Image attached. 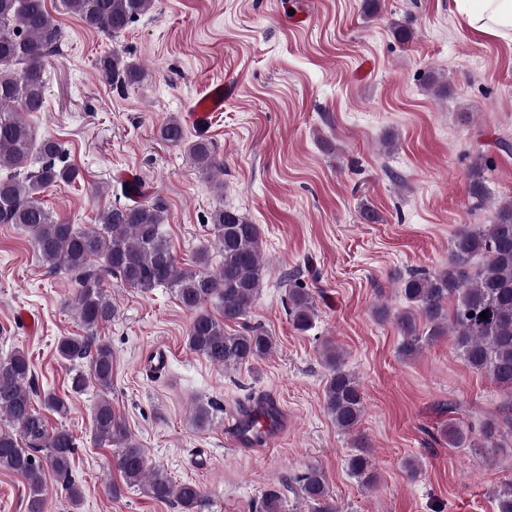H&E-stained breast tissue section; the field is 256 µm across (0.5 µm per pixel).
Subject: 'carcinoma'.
Returning <instances> with one entry per match:
<instances>
[{"instance_id": "cac0c4a2", "label": "carcinoma", "mask_w": 512, "mask_h": 512, "mask_svg": "<svg viewBox=\"0 0 512 512\" xmlns=\"http://www.w3.org/2000/svg\"><path fill=\"white\" fill-rule=\"evenodd\" d=\"M155 0H62L65 10L85 27L110 38L147 14ZM62 29L46 0H0V224H15L25 230L35 254L48 271L70 275L77 289L67 307L86 331L112 321L115 307L106 279L115 278L127 287L149 293L165 287L192 313L186 336L188 348L212 365L235 369L272 355L274 338L261 326L242 323L234 332L231 323H241L257 300L267 270L262 261L259 225L235 209L219 206L210 213L214 244L222 261L212 265L209 250H200L195 260L177 264L165 232L166 208L156 201L145 204L142 183L122 182L129 204L100 211L96 224L82 228L57 218L45 205L43 193L58 184L73 182L76 168L68 164L56 139L37 135L26 116L41 111L46 102L45 61L57 53ZM96 68L113 88L124 91L145 79L144 69L123 54L108 52ZM159 138L171 145H186L190 163L202 174L223 171L215 151L206 140L186 141L184 126L175 117L158 129ZM470 197L482 204L489 199L482 164L470 172ZM398 286L412 310L396 316L403 332L400 352L412 357L422 340L451 335L469 366L488 373L504 389H512V201L496 209L495 220L482 229H463L455 237L448 267L433 272L415 271L398 277ZM216 305L212 314L207 305ZM288 316L293 328L307 332L313 327L315 301L310 289H288ZM488 312V319L480 313ZM427 327L419 336L417 319ZM55 353L65 363L86 361L89 372L75 371L71 390L77 394L97 386L101 398L93 418L95 441L115 449V463L126 487H136L157 501H175L180 512H204L207 503L200 487L176 483L161 468L146 463V453L122 417L112 408L107 393L112 390V346L93 336H62ZM323 363L329 370L324 389L325 407L336 427L354 432L364 414L361 386L345 368L343 356L331 344L323 346ZM32 363L22 350L0 360V469L21 475L28 484L27 512H43L44 474L49 469L66 481L73 505H79L81 489L70 478L71 458L76 448L72 433L51 428L37 409V392L31 386ZM40 406L64 417L68 400L53 393L40 399ZM205 404L193 408L192 424L211 425ZM350 472L366 486L374 482L368 457L349 456ZM291 489L311 512H338L321 471L308 468L293 479ZM282 492L269 487L255 512H280Z\"/></svg>"}]
</instances>
